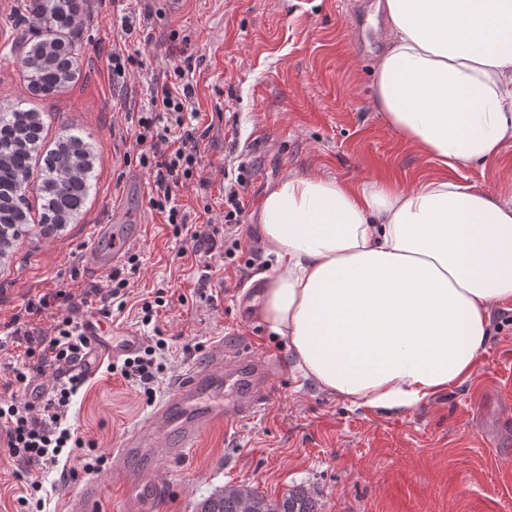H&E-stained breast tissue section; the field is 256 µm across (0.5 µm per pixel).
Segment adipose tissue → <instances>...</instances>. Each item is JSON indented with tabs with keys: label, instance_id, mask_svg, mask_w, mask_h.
<instances>
[{
	"label": "adipose tissue",
	"instance_id": "obj_1",
	"mask_svg": "<svg viewBox=\"0 0 512 512\" xmlns=\"http://www.w3.org/2000/svg\"><path fill=\"white\" fill-rule=\"evenodd\" d=\"M372 106L444 167L512 144V0H385ZM277 259L255 309L299 372L401 413L472 379L512 306V200L448 178L398 188L291 174L261 204Z\"/></svg>",
	"mask_w": 512,
	"mask_h": 512
}]
</instances>
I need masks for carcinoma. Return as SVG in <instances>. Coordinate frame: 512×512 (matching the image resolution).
<instances>
[{"label":"carcinoma","mask_w":512,"mask_h":512,"mask_svg":"<svg viewBox=\"0 0 512 512\" xmlns=\"http://www.w3.org/2000/svg\"><path fill=\"white\" fill-rule=\"evenodd\" d=\"M87 0H26L17 38L20 65L29 94L50 98L76 78L75 39L86 17ZM45 124L41 112L22 99L0 108V257L9 255L22 226L31 223L28 194L35 189L39 223L56 230L77 222L92 188L96 153L81 135L65 129L54 147L43 151ZM252 512H319L301 491L278 500L242 488L201 503L198 512H241V495Z\"/></svg>","instance_id":"cac0c4a2"}]
</instances>
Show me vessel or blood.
<instances>
[{
    "label": "vessel or blood",
    "mask_w": 512,
    "mask_h": 512,
    "mask_svg": "<svg viewBox=\"0 0 512 512\" xmlns=\"http://www.w3.org/2000/svg\"><path fill=\"white\" fill-rule=\"evenodd\" d=\"M91 359L88 368L105 360H120L136 351L142 336L132 327H107L99 317L87 319L84 325ZM272 363L255 358L244 345L212 342L201 360L191 363L174 381L172 392L153 405L150 412L113 449L111 468L127 489L125 512H147L152 503V486L138 468L139 461L152 449H160L168 458L184 457L196 447L207 430L231 426L254 417L266 405ZM235 389L231 399L214 400L222 385ZM101 487L85 482L67 503V512H91Z\"/></svg>",
    "instance_id": "obj_1"
}]
</instances>
